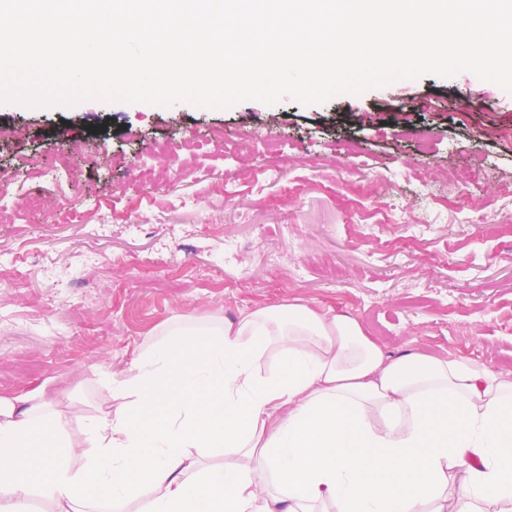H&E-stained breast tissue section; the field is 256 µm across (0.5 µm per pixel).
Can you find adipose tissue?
<instances>
[{"label": "adipose tissue", "instance_id": "ef3b65f1", "mask_svg": "<svg viewBox=\"0 0 512 512\" xmlns=\"http://www.w3.org/2000/svg\"><path fill=\"white\" fill-rule=\"evenodd\" d=\"M36 494L69 512H512V377L387 354L298 301L170 324L82 440L44 394L0 398V512Z\"/></svg>", "mask_w": 512, "mask_h": 512}]
</instances>
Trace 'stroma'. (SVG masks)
Listing matches in <instances>:
<instances>
[{
  "label": "stroma",
  "instance_id": "stroma-1",
  "mask_svg": "<svg viewBox=\"0 0 512 512\" xmlns=\"http://www.w3.org/2000/svg\"><path fill=\"white\" fill-rule=\"evenodd\" d=\"M459 167L483 178L450 204ZM509 182L512 93L466 71L307 106L0 104V397L45 391L76 436L159 325L296 300L512 375Z\"/></svg>",
  "mask_w": 512,
  "mask_h": 512
}]
</instances>
